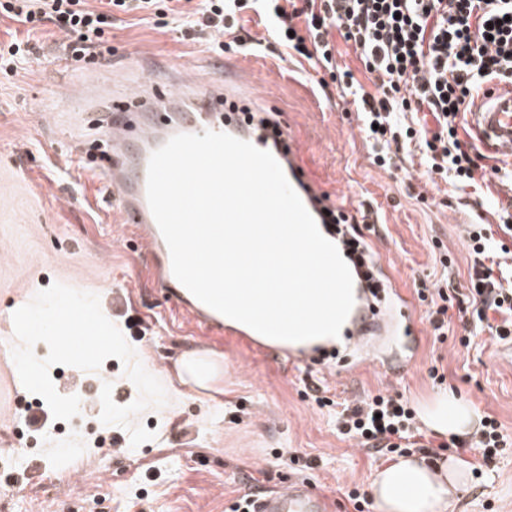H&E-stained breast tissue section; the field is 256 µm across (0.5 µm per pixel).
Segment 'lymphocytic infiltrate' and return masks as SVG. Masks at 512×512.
<instances>
[{
    "mask_svg": "<svg viewBox=\"0 0 512 512\" xmlns=\"http://www.w3.org/2000/svg\"><path fill=\"white\" fill-rule=\"evenodd\" d=\"M263 16L275 45L293 51L313 69L329 72L340 92L352 96L374 164L395 168L401 153L419 146L428 178L479 189L496 223L465 225L471 266L466 290L453 281L419 283L435 340L448 334L450 303L470 325L497 341L512 342V201L493 192L512 181V171L489 166L478 147L459 132L467 111L485 87L512 83V0H0V17L34 33L54 23L67 37L73 61L111 53L117 15L141 20L162 17L205 41L216 55L255 52L242 35L241 15ZM351 42L375 87L367 92L351 71L339 70L333 34ZM338 241L353 267L364 268V286L378 294L386 282L375 271L374 253L355 215L331 212ZM336 429L344 438L382 454L404 453L417 445L416 412L400 395L380 393L341 402ZM505 444L502 426L488 416L475 441L452 439L456 449L476 452L491 463Z\"/></svg>",
    "mask_w": 512,
    "mask_h": 512,
    "instance_id": "lymphocytic-infiltrate-1",
    "label": "lymphocytic infiltrate"
}]
</instances>
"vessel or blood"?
Segmentation results:
<instances>
[{"label":"vessel or blood","instance_id":"obj_1","mask_svg":"<svg viewBox=\"0 0 512 512\" xmlns=\"http://www.w3.org/2000/svg\"><path fill=\"white\" fill-rule=\"evenodd\" d=\"M233 83V78H225L202 94L186 86L163 93L135 88L117 97L111 85L76 82L84 116L107 145L103 182L112 191L123 223L135 226L141 245L152 255L155 286L175 298L195 327L219 331L226 328L223 315L199 301L173 275L170 250L149 208L146 184L151 153L179 133L223 131L269 151L283 170L294 167L297 144L288 135L275 134L273 117L242 100ZM468 115L485 145L512 154V90L485 91ZM255 512H330V504L306 484H291L258 496Z\"/></svg>","mask_w":512,"mask_h":512}]
</instances>
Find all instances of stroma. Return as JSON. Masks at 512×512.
Listing matches in <instances>:
<instances>
[{"label":"stroma","mask_w":512,"mask_h":512,"mask_svg":"<svg viewBox=\"0 0 512 512\" xmlns=\"http://www.w3.org/2000/svg\"><path fill=\"white\" fill-rule=\"evenodd\" d=\"M65 41L47 26L32 39L24 70L0 71V338L12 336L13 312L38 291L56 282L80 285L98 295L104 315L124 336L141 331L136 357L160 380L168 401L137 415L155 434L139 447H131L124 428L107 426L118 445L112 451L97 447L86 428L87 421L99 420L96 409L80 407L61 427L44 399L26 389L0 397V440L10 438L20 401L42 417L20 439L24 460L11 475L18 494L0 500V512H68L72 489L58 473L64 444L82 449L86 470L111 477L110 483L90 481L79 489L97 512H227L244 493L296 479L331 495L352 482L367 491L386 460L342 439L335 412L311 397L315 384L335 401L386 389L417 411L451 390L480 416L495 417L506 445L483 468L472 452L463 453L471 472L459 506L463 512H512V358L485 331L462 346L463 323L454 307L445 340L434 341L427 307L415 294L416 283L440 274L435 258L443 248L454 261L458 287H466L470 261L463 226L473 211L451 206L447 185L428 181L418 156L404 157L393 174L372 164L351 97L324 96L306 66L267 52L219 57L205 42L119 15L112 54L102 61L113 71L115 89L131 72L160 86L179 69L197 70L205 81L235 72L250 86L253 103L280 113L300 146V171L347 211L364 207L378 220L375 231L365 234L389 284L382 303L387 332L377 351L350 342L327 356L315 347L294 364L285 348L262 351L244 336L204 337L150 284V257L107 198L100 167L69 154V140H85L91 131L59 101L75 75L62 50ZM410 184L427 204L408 194ZM194 348L222 357L224 382L191 395L178 359ZM434 367L436 379L430 376ZM76 376L72 395H82L84 385L108 382L118 405L139 396L114 357Z\"/></svg>","instance_id":"obj_1"}]
</instances>
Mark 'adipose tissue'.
Wrapping results in <instances>:
<instances>
[{"instance_id": "ef3b65f1", "label": "adipose tissue", "mask_w": 512, "mask_h": 512, "mask_svg": "<svg viewBox=\"0 0 512 512\" xmlns=\"http://www.w3.org/2000/svg\"><path fill=\"white\" fill-rule=\"evenodd\" d=\"M358 296L351 278L319 290L291 284L263 295L266 306L284 304L291 313L287 332L272 337V344L293 351L327 344L343 346ZM420 418L435 433L459 438L472 435L478 422L473 407L452 394L435 400ZM465 477L466 464L461 458L433 461L406 456L377 470L368 491L376 512H449Z\"/></svg>"}]
</instances>
